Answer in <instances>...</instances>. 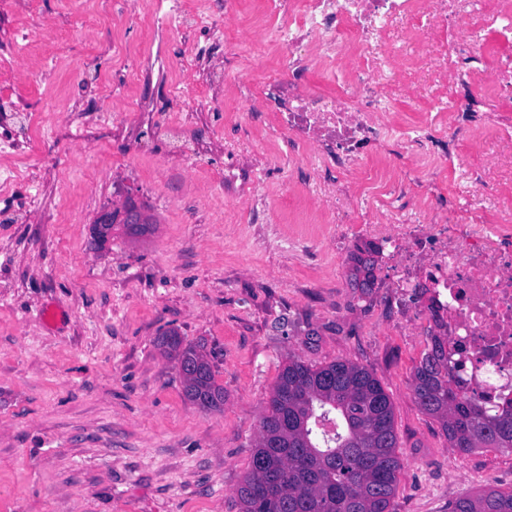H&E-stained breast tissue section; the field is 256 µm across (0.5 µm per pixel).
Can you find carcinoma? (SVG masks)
Wrapping results in <instances>:
<instances>
[{
	"label": "carcinoma",
	"mask_w": 512,
	"mask_h": 512,
	"mask_svg": "<svg viewBox=\"0 0 512 512\" xmlns=\"http://www.w3.org/2000/svg\"><path fill=\"white\" fill-rule=\"evenodd\" d=\"M352 277L369 288L374 261L354 258ZM184 377L185 396L204 411H220L224 388L206 357L176 334L162 340ZM413 393L437 419L450 447L512 452V405L490 415L448 375L443 342L416 367ZM392 403L366 368L346 362L311 366L290 359L279 373L238 490L240 512H392L398 475ZM448 512H512V491L484 490L457 499Z\"/></svg>",
	"instance_id": "carcinoma-1"
}]
</instances>
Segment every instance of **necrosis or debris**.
Here are the masks:
<instances>
[{"mask_svg":"<svg viewBox=\"0 0 512 512\" xmlns=\"http://www.w3.org/2000/svg\"><path fill=\"white\" fill-rule=\"evenodd\" d=\"M269 20L248 37L275 48L286 65L256 83L251 115L287 137L307 162L304 192L344 210L326 246L342 254L360 240L380 258L387 301L400 323L426 322L448 343V372L490 410L512 400V150L488 182L461 148L485 128L512 141V0H265ZM452 88L453 109L429 100L421 120L401 121L384 92L396 70ZM381 149L420 171L442 163L465 170L475 190L458 207L439 185L407 175L365 173L345 208L348 179Z\"/></svg>","mask_w":512,"mask_h":512,"instance_id":"1","label":"necrosis or debris"}]
</instances>
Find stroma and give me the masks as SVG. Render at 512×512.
<instances>
[{"mask_svg":"<svg viewBox=\"0 0 512 512\" xmlns=\"http://www.w3.org/2000/svg\"><path fill=\"white\" fill-rule=\"evenodd\" d=\"M0 14V42L32 76L0 79V164H38L39 183L0 196V512H238L237 489L281 367L348 362L393 405L403 468L393 512H448L488 488L512 490V453L461 454L418 407L422 325L401 328L378 290L355 288L347 255L295 248L330 237L301 168L239 165L224 147L288 152L248 112L265 49L216 30L225 12L260 23L262 0H210L193 26L163 0H27ZM399 117L435 95L424 78L385 87ZM126 116L109 119L113 100ZM264 195L279 238L241 234ZM148 208L152 234L93 244L106 208ZM174 331L207 355L224 409L185 399L156 340Z\"/></svg>","mask_w":512,"mask_h":512,"instance_id":"1","label":"stroma"}]
</instances>
